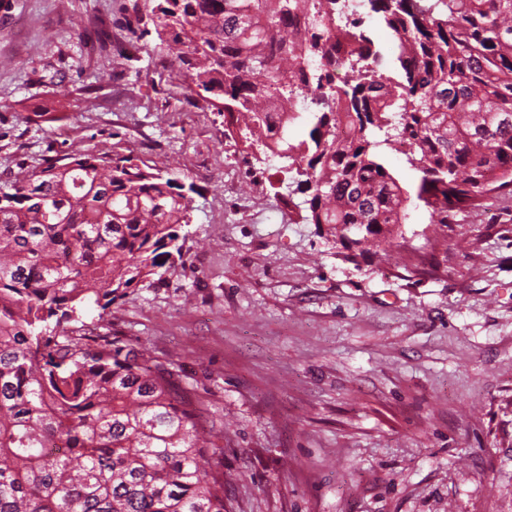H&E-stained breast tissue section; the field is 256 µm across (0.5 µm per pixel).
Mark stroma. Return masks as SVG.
I'll use <instances>...</instances> for the list:
<instances>
[{"instance_id": "1", "label": "stroma", "mask_w": 512, "mask_h": 512, "mask_svg": "<svg viewBox=\"0 0 512 512\" xmlns=\"http://www.w3.org/2000/svg\"><path fill=\"white\" fill-rule=\"evenodd\" d=\"M146 4L0 0V184L80 150L193 188L184 265L88 328L178 356L224 426V512H512V192L444 226L411 203L387 254L346 260L155 52ZM98 24L125 55L82 40Z\"/></svg>"}]
</instances>
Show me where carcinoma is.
Listing matches in <instances>:
<instances>
[{"instance_id":"cac0c4a2","label":"carcinoma","mask_w":512,"mask_h":512,"mask_svg":"<svg viewBox=\"0 0 512 512\" xmlns=\"http://www.w3.org/2000/svg\"><path fill=\"white\" fill-rule=\"evenodd\" d=\"M394 75L346 0H151L154 50L245 147L296 165L295 207L350 250L389 243L412 200L446 224L512 187V0H368ZM343 64L350 76L336 83ZM304 97L308 138L288 139ZM405 144L403 188L375 153ZM185 185L132 154L75 151L0 186V512H224V426L175 356L85 331L184 264Z\"/></svg>"}]
</instances>
